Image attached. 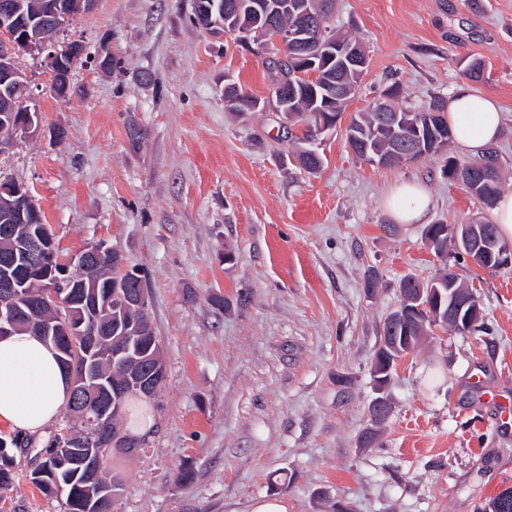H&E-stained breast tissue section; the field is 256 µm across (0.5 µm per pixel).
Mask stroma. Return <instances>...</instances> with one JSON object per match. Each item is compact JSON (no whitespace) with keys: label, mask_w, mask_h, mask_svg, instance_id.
I'll use <instances>...</instances> for the list:
<instances>
[{"label":"stroma","mask_w":512,"mask_h":512,"mask_svg":"<svg viewBox=\"0 0 512 512\" xmlns=\"http://www.w3.org/2000/svg\"><path fill=\"white\" fill-rule=\"evenodd\" d=\"M193 6L97 0L76 14L51 38L84 49L64 98L44 56L20 55L43 132L0 154V179L31 189L63 253L103 240L146 277L166 377L146 453L106 462L124 480L117 512H249L273 496L288 512H480L512 487V425H499L470 385L480 373L512 397V267L456 265L488 333L440 331L408 354L377 445L361 436L399 282L439 268L425 226L396 223L386 195L421 182L434 224L489 222L492 212L448 180L445 157L361 161L343 120L316 144L319 171L282 162L275 112L238 115L224 102L230 82L270 96L268 50L196 27ZM334 24L370 57L350 115L394 83L403 107L448 99L479 58L475 88L505 115L495 148L512 194V0H337ZM105 54L108 70L96 64ZM15 456L20 478L0 512H65L26 477L36 448ZM185 462L195 469L188 484L177 479Z\"/></svg>","instance_id":"35a3bbf8"}]
</instances>
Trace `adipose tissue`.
I'll return each instance as SVG.
<instances>
[{
  "mask_svg": "<svg viewBox=\"0 0 512 512\" xmlns=\"http://www.w3.org/2000/svg\"><path fill=\"white\" fill-rule=\"evenodd\" d=\"M445 117L459 149L479 158L500 138L504 116L492 97L463 83L453 90ZM386 208L400 224L427 223L430 197L416 181L400 182ZM70 394L57 353L30 330L0 336V424L23 435H40L53 423Z\"/></svg>",
  "mask_w": 512,
  "mask_h": 512,
  "instance_id": "ef3b65f1",
  "label": "adipose tissue"
}]
</instances>
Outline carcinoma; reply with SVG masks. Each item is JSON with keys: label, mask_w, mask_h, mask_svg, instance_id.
<instances>
[{"label": "carcinoma", "mask_w": 512, "mask_h": 512, "mask_svg": "<svg viewBox=\"0 0 512 512\" xmlns=\"http://www.w3.org/2000/svg\"><path fill=\"white\" fill-rule=\"evenodd\" d=\"M277 7L274 22L280 29L288 30L302 22L300 13L310 11L315 15L314 22L324 40L334 39L355 45L359 40L347 34L336 32L331 22V13L335 0H270ZM13 18L11 23L20 28L28 29L31 36L44 31L43 20L50 11L53 0H12ZM401 94L399 87L389 91V98L378 102L366 112H360L350 118L347 125L346 144L362 161H367L365 148H377L389 156L392 165L403 162H414L424 156L440 153V149L431 148L430 142L436 136L441 143L448 144L452 134L443 115L445 102L435 99L420 112H412L393 104V100ZM255 98L244 93L239 99H225L227 107L235 113L253 112ZM350 98L333 97L329 94L328 78L320 75L314 80L303 82L297 94L290 98L286 107L292 115L291 126L301 130V135L294 136L293 143L297 147L292 151L294 159L306 170L316 171L323 163L322 157H316L306 151L311 136V128L317 126L319 117H328L333 122L341 119ZM462 169L470 175V182L465 190L483 201L487 208L495 207L502 193L500 164L495 151H490L479 160L462 165ZM455 227L448 224L439 225L443 232L433 247V252L441 260L440 270L448 269V258L460 260L455 247L453 231ZM16 234L11 237L0 230V266L1 259L7 256L16 257L13 267L20 276L27 273V257L22 247L33 239L39 238L43 227L39 223L18 224ZM72 288L71 302L74 308H83L82 283L94 291L99 298V309H90L85 313L86 335L66 337L62 332L64 322L61 321L58 307L47 304L41 299V288L35 286L26 292L22 303L23 317L20 326L30 329L52 345L59 355L60 364L68 363L77 374H82L88 358L94 359V367L98 376L113 384L127 383L128 364L136 362L142 374L150 376L156 371H165L162 348L156 336L150 316L141 315L123 308L120 294L144 287V283H130L127 288L114 287L112 270V254L101 257L97 266L84 268L76 265L69 274ZM432 282H420L413 276H407L400 282L399 305L427 293L433 287ZM422 298V297H420ZM423 297L422 301H427ZM448 330V319L445 317L431 319L429 317L404 318L393 310L385 320L381 347L375 354L382 352V347L394 341L408 352L415 351L425 337L434 329ZM146 401V396L137 389L125 392L116 407L113 419L101 432L103 444L112 448V434L118 435L122 447L116 452L127 454L131 447H141L142 440L133 435L128 423L136 421L133 416L135 404ZM66 410L71 412L64 429L70 436L89 429L92 426L93 413L77 415L73 413L72 403H67ZM30 440L13 438L5 441L0 438V492H4L14 484L16 478L14 448L27 447ZM70 441L61 433L51 436L43 451L44 460L38 466L47 472L44 477H31L43 492L65 498L66 512H109L110 499L118 498L122 491V481L118 477L109 478L99 472L93 481L85 476L86 466L79 460L66 456L65 448ZM483 512H512V498L503 497L498 493L488 499Z\"/></svg>", "instance_id": "cac0c4a2"}]
</instances>
